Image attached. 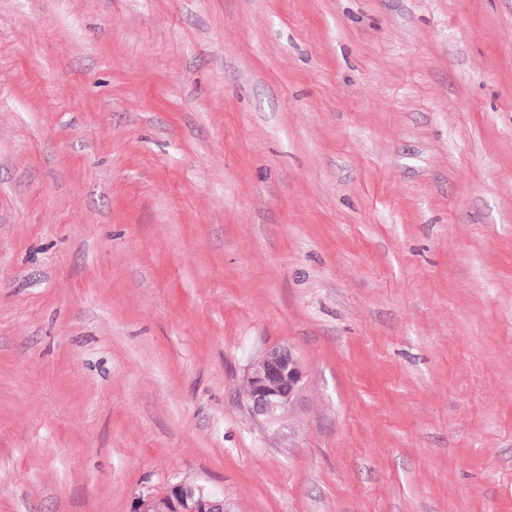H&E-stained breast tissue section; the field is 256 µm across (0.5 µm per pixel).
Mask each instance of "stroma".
<instances>
[{"instance_id": "stroma-1", "label": "stroma", "mask_w": 512, "mask_h": 512, "mask_svg": "<svg viewBox=\"0 0 512 512\" xmlns=\"http://www.w3.org/2000/svg\"><path fill=\"white\" fill-rule=\"evenodd\" d=\"M178 482L512 512V0H0V512ZM308 384L302 360L290 348L261 350L247 369L243 393L253 419L260 425L281 432L288 417L299 405Z\"/></svg>"}]
</instances>
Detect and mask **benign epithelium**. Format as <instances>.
Returning <instances> with one entry per match:
<instances>
[{
  "label": "benign epithelium",
  "mask_w": 512,
  "mask_h": 512,
  "mask_svg": "<svg viewBox=\"0 0 512 512\" xmlns=\"http://www.w3.org/2000/svg\"><path fill=\"white\" fill-rule=\"evenodd\" d=\"M308 384L302 360L291 348L261 350L247 369L243 393L253 419L277 432L299 405ZM133 512H234L224 492L176 483L165 492L137 498Z\"/></svg>",
  "instance_id": "1"
}]
</instances>
